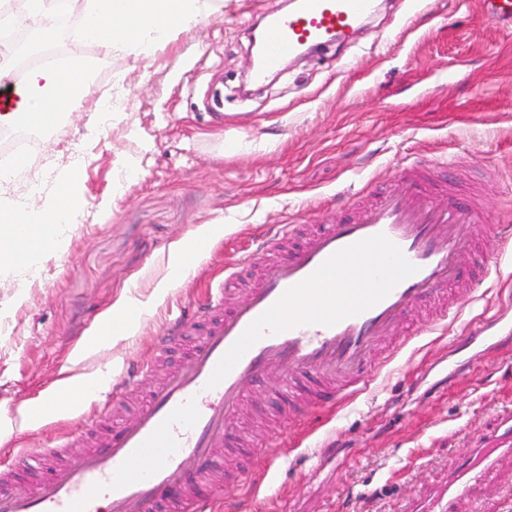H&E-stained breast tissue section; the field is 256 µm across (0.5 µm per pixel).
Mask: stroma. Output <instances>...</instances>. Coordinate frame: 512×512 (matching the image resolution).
Here are the masks:
<instances>
[{"label": "stroma", "mask_w": 512, "mask_h": 512, "mask_svg": "<svg viewBox=\"0 0 512 512\" xmlns=\"http://www.w3.org/2000/svg\"><path fill=\"white\" fill-rule=\"evenodd\" d=\"M283 0H217L147 56L104 57L89 95L45 139L36 170L44 205L60 173L78 166L85 202L60 247L35 269L0 271V454L16 444L56 447L83 429L72 410L23 420L64 386L140 371L138 384L98 421L126 410L184 359L156 356L157 336L190 312L204 287L237 265L244 246L280 224L340 223L356 192L372 196L399 168H434L460 191L477 187L489 219L512 225V32L480 0H383L347 43L309 55L244 96L254 24ZM224 80V120L206 106ZM122 105L101 117V94ZM207 224L208 251L177 279L170 263ZM500 275L475 301L469 279L448 290L462 312L414 337L370 389L315 428L287 422L277 374L252 386L238 435L267 445L303 436L277 467L248 460L266 481L255 497L232 482L233 512H421L445 489L473 439L512 409V339L490 345L474 326H512V246L485 256ZM139 301L127 336L99 347L113 311ZM456 512H512V474H490Z\"/></svg>", "instance_id": "35a3bbf8"}]
</instances>
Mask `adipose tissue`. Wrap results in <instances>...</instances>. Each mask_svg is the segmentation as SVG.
I'll return each mask as SVG.
<instances>
[{
    "label": "adipose tissue",
    "mask_w": 512,
    "mask_h": 512,
    "mask_svg": "<svg viewBox=\"0 0 512 512\" xmlns=\"http://www.w3.org/2000/svg\"><path fill=\"white\" fill-rule=\"evenodd\" d=\"M60 0H0V28L17 18L29 21L46 40L56 35ZM211 8V0H83L82 39L107 54L139 55L147 35L173 38ZM85 73L57 66L29 69L15 97L0 106V127H43L53 115L65 112L75 97L88 93ZM83 198L74 177L57 184L51 205L36 211L30 204L0 213V266L31 267L59 243L62 218L81 210Z\"/></svg>",
    "instance_id": "ef3b65f1"
}]
</instances>
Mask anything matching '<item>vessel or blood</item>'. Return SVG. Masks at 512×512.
<instances>
[{"label":"vessel or blood","mask_w":512,"mask_h":512,"mask_svg":"<svg viewBox=\"0 0 512 512\" xmlns=\"http://www.w3.org/2000/svg\"><path fill=\"white\" fill-rule=\"evenodd\" d=\"M372 7L373 0H298L267 18L255 82L302 47L347 40ZM447 190L434 172L405 168L376 200L352 198L350 221L283 224L256 240L266 258L257 282L228 308L224 295L236 280L225 272L200 320L170 325L155 349L189 336L187 359L117 429L35 485L15 470L37 449L0 457V512H100L103 497L109 512H216L221 496L204 483L225 467L226 432L254 381L279 371L289 411L318 416L325 402L369 387V355L392 347L408 309L435 305L447 317L465 253L512 240V226L492 223L475 200L439 203ZM506 467L512 410L476 439L473 457L448 483L449 501Z\"/></svg>","instance_id":"1"}]
</instances>
